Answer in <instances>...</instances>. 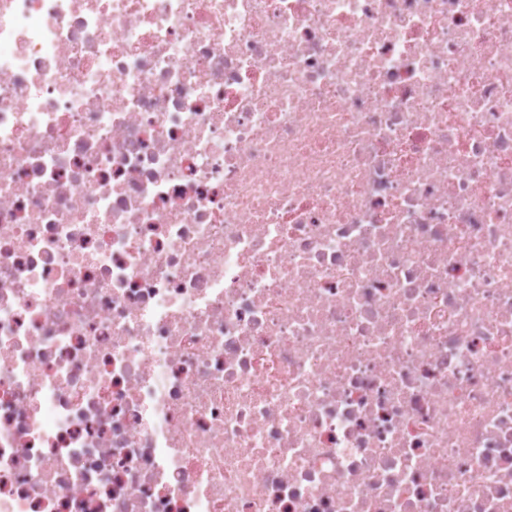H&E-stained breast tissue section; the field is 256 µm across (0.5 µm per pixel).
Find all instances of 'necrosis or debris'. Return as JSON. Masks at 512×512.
<instances>
[{
  "label": "necrosis or debris",
  "instance_id": "1",
  "mask_svg": "<svg viewBox=\"0 0 512 512\" xmlns=\"http://www.w3.org/2000/svg\"><path fill=\"white\" fill-rule=\"evenodd\" d=\"M0 512H512V0H0Z\"/></svg>",
  "mask_w": 512,
  "mask_h": 512
}]
</instances>
